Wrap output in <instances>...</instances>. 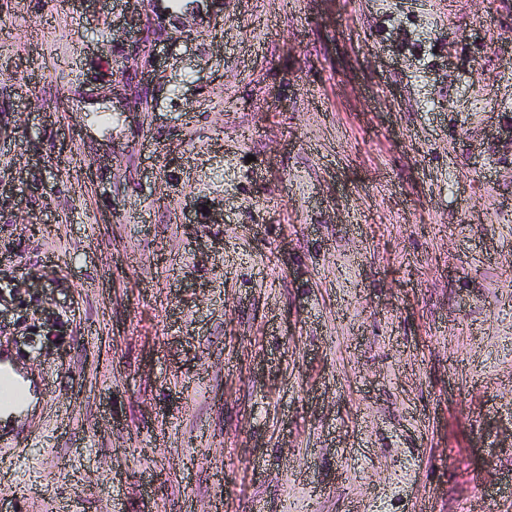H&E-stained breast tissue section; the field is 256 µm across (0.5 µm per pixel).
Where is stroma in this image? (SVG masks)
I'll return each instance as SVG.
<instances>
[{
	"mask_svg": "<svg viewBox=\"0 0 512 512\" xmlns=\"http://www.w3.org/2000/svg\"><path fill=\"white\" fill-rule=\"evenodd\" d=\"M510 45L512 0H0V512H512ZM26 396V388L22 382L12 378L5 370L0 371V410L12 408L20 404Z\"/></svg>",
	"mask_w": 512,
	"mask_h": 512,
	"instance_id": "obj_1",
	"label": "stroma"
}]
</instances>
